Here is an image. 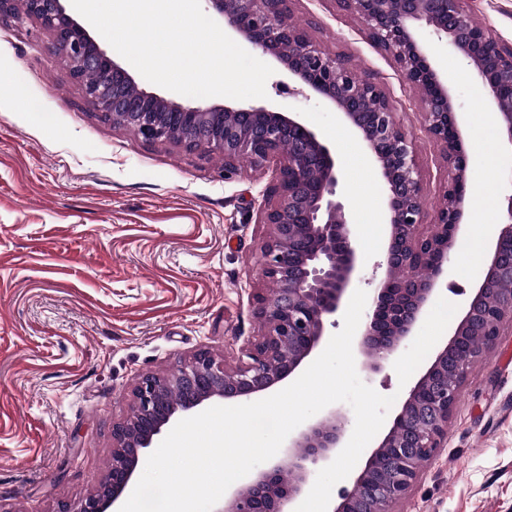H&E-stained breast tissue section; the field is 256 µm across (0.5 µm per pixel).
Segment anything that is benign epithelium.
<instances>
[{
	"label": "benign epithelium",
	"instance_id": "7a95c632",
	"mask_svg": "<svg viewBox=\"0 0 512 512\" xmlns=\"http://www.w3.org/2000/svg\"><path fill=\"white\" fill-rule=\"evenodd\" d=\"M51 31L75 75L95 73L85 97L112 125L150 144L175 142L191 151L224 155V170L242 158L261 166L276 161L264 192L259 223L270 233L262 246V274L274 285L259 299L262 334L247 360L228 366L207 351L184 361L170 377L145 374L133 390L126 419L112 426V468L77 512H119L164 429L215 401L248 403L289 382L321 347L326 323L338 311L357 273V249L344 205L337 199L336 158L319 131L299 112L275 107H190L127 88L134 77L66 12L65 0H0V14L16 2ZM224 28L258 54L278 62L298 83L330 103L377 166L386 197L385 272L356 344L367 366L395 359L440 294L448 264L464 234L468 158L464 119L428 60L415 26L424 25L466 60L493 106L501 142L512 147V45L475 22L471 0H341L370 38L390 53L403 81L420 92L428 134L441 146L448 169L435 223H424L415 137L397 120L380 84L347 61L318 48L288 20L285 0H208ZM491 238L487 267L453 316L448 342L422 367L400 401L387 433L341 491L333 512H395L419 480L424 464L448 442V422L473 363L485 361L504 322L512 324V194ZM182 399L172 403L168 391ZM346 421L331 411L288 441L283 459L230 493L223 512H295L309 493L314 471L342 450Z\"/></svg>",
	"mask_w": 512,
	"mask_h": 512
}]
</instances>
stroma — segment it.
I'll return each mask as SVG.
<instances>
[{"label":"stroma","mask_w":512,"mask_h":512,"mask_svg":"<svg viewBox=\"0 0 512 512\" xmlns=\"http://www.w3.org/2000/svg\"><path fill=\"white\" fill-rule=\"evenodd\" d=\"M287 6L317 46L384 89L415 136L433 223L447 168L419 94L340 0ZM51 43L38 20L0 15V512H60L95 491L138 378L173 373L201 350L236 364L262 333L256 298L273 289L257 218L272 164L246 161L228 178L220 154L112 126ZM430 62L466 119L469 193L501 202L512 193V151L481 131L488 99L447 46L432 44ZM285 79L280 68L268 78L265 103L303 113L334 149L358 242L354 285L375 297L380 178L333 107L289 94ZM396 512H512V334L471 367L447 447Z\"/></svg>","instance_id":"stroma-1"}]
</instances>
